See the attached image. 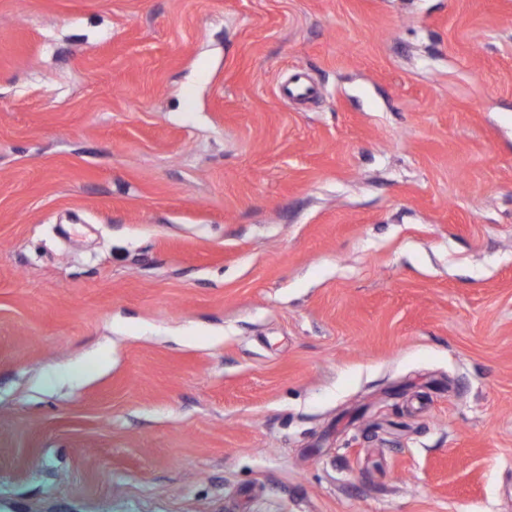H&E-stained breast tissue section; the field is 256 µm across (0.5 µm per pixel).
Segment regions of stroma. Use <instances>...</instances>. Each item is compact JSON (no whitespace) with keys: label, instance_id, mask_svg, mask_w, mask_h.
<instances>
[{"label":"stroma","instance_id":"obj_1","mask_svg":"<svg viewBox=\"0 0 512 512\" xmlns=\"http://www.w3.org/2000/svg\"><path fill=\"white\" fill-rule=\"evenodd\" d=\"M0 512H512V0H0Z\"/></svg>","mask_w":512,"mask_h":512}]
</instances>
